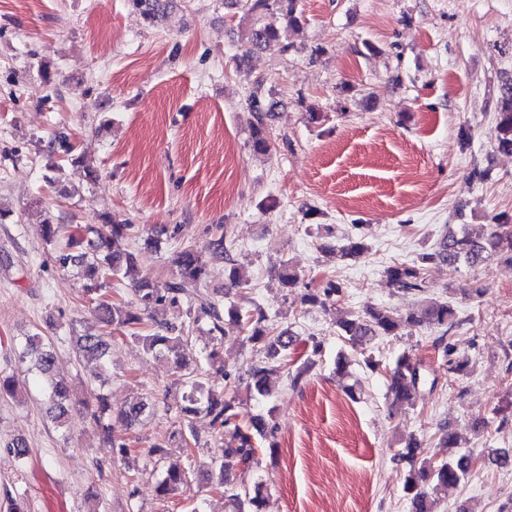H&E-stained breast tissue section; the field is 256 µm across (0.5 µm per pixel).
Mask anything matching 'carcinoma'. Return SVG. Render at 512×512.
I'll return each mask as SVG.
<instances>
[{
    "label": "carcinoma",
    "instance_id": "carcinoma-1",
    "mask_svg": "<svg viewBox=\"0 0 512 512\" xmlns=\"http://www.w3.org/2000/svg\"><path fill=\"white\" fill-rule=\"evenodd\" d=\"M127 2L151 25L171 4V0ZM230 4L239 8L248 21L245 42L251 50L278 46L283 52H288L290 45L283 42V26L297 27L305 20L301 0H230ZM247 104L256 117L252 150L265 155L270 151V135L264 122L268 104L262 80L253 83ZM495 120L496 148L512 153V87L501 94ZM75 150L76 144L62 136H55L47 142L49 156L62 152L71 157L74 166L78 164V160L73 158ZM507 224V219H496L483 239L455 234L447 236L437 247L419 254L415 261L388 266L385 275L398 289L422 292L425 289L424 271L429 264H451L461 260L474 264L495 254L512 256V231L504 230ZM131 230L132 225L110 217L98 227L57 224L50 218L41 224L44 240L54 246L55 264L62 269L73 265L81 267L82 293L90 311L118 336L133 338L142 343L145 352L171 360L174 384L182 389L179 428L166 442L141 443L143 452L161 458L166 454L168 445L173 444L182 450L188 464H193L196 450L201 446L194 420L200 414L209 417L213 433L221 438L220 448L211 459L213 468L218 471L214 492L227 500L233 512H262L261 484L248 486L245 470L254 464L260 453L274 451V444L269 442L272 427L264 417L242 412L235 400L224 397V390L244 381L255 397L266 400L275 391V375H284L290 386L295 388L313 369L315 362L309 356L292 358L296 336L287 328L277 330L266 310L253 300L246 298L242 304H232L226 309L223 301L201 292L199 285L207 275V259L189 246L172 252L170 264L175 268V275L171 280L160 284L148 275H139L131 252L111 249L118 239L130 235ZM367 238V225L358 226V233L341 248L343 258L358 260L363 257L368 251ZM232 247L233 241L228 238L227 229L218 225L207 247L208 256L228 260ZM274 273L286 289H295L302 284L300 275L287 260L280 261ZM125 279L131 284L133 301L130 303L110 294V290ZM342 293L340 280L326 277L314 288L305 286L300 301L306 306L324 307ZM182 304L186 305V321L180 326L155 329L150 324L159 310ZM226 315L237 325L242 344L259 346L265 353L263 359L251 364L244 380L224 372L221 357L215 349L193 361L186 358L193 349L194 332L203 323L208 326L209 333L224 340ZM461 324L451 303L435 300L425 304L419 314L405 317L383 308H369L337 322V328L338 336L354 351L366 349L378 337L396 338L417 329H428L434 332L432 346L448 365V372L460 375L464 373L465 366L454 358L456 343L451 331ZM111 340L110 336L87 334L77 338L76 346L87 356L103 359ZM21 362L27 364L34 384L44 393L49 418L57 424L63 423L72 408V398L70 387L54 377L55 348L46 343L40 333H34L26 338ZM365 363L371 372L385 374L387 406L391 410L414 408V395L419 388L426 385L435 387V382L428 381L422 362L410 354L399 356L391 367L371 357ZM88 394L96 403V410L91 413L92 420L119 455L128 454L132 440L114 436L111 425L104 423V414L111 409L107 397L93 388ZM149 412L150 403L136 397L118 409L117 416L128 425L135 426ZM457 447L459 443L454 433L441 427L433 447L429 448L424 441L413 437L397 449L394 457L404 464L403 489L409 500L410 512H435L439 496L454 492L471 472V454H443V449ZM187 485L186 469L171 467L158 481L156 492L159 497L170 499L183 492Z\"/></svg>",
    "mask_w": 512,
    "mask_h": 512
}]
</instances>
